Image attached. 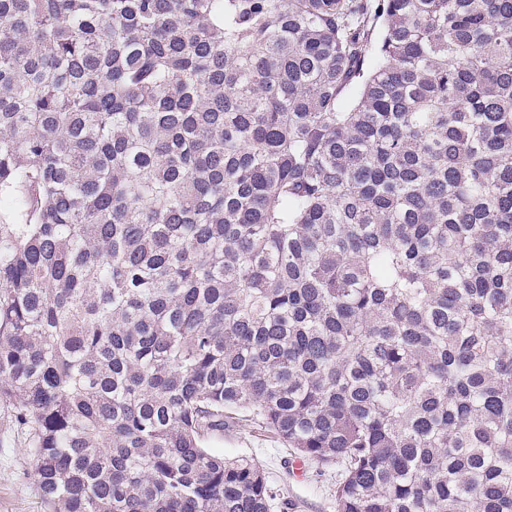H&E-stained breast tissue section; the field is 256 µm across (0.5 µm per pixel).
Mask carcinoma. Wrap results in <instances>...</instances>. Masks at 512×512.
Wrapping results in <instances>:
<instances>
[{
	"instance_id": "carcinoma-1",
	"label": "carcinoma",
	"mask_w": 512,
	"mask_h": 512,
	"mask_svg": "<svg viewBox=\"0 0 512 512\" xmlns=\"http://www.w3.org/2000/svg\"><path fill=\"white\" fill-rule=\"evenodd\" d=\"M0 405L53 512H512V0H0ZM203 446L227 459H248L264 471L276 494L271 512H336V469L306 461L299 480L290 466L299 455L251 421L240 420L224 426L223 433L206 435Z\"/></svg>"
}]
</instances>
